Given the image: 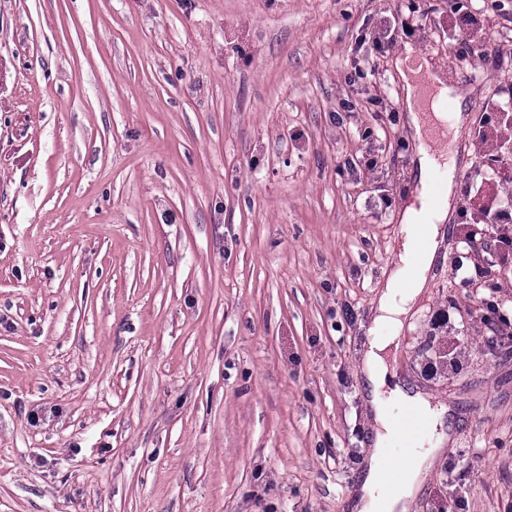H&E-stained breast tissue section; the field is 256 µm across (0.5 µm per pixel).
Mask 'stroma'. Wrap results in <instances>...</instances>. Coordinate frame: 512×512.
Listing matches in <instances>:
<instances>
[{
  "label": "stroma",
  "mask_w": 512,
  "mask_h": 512,
  "mask_svg": "<svg viewBox=\"0 0 512 512\" xmlns=\"http://www.w3.org/2000/svg\"><path fill=\"white\" fill-rule=\"evenodd\" d=\"M479 7L0 0V512H349L408 44L467 94L457 188L499 171L399 335L450 410L414 512H512V0Z\"/></svg>",
  "instance_id": "stroma-1"
}]
</instances>
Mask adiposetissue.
Returning <instances> with one entry per match:
<instances>
[{
	"label": "adipose tissue",
	"instance_id": "obj_1",
	"mask_svg": "<svg viewBox=\"0 0 512 512\" xmlns=\"http://www.w3.org/2000/svg\"><path fill=\"white\" fill-rule=\"evenodd\" d=\"M394 67L401 79L408 119L418 143L415 195L423 202L430 194L433 174L444 157L441 138L457 140L465 120L460 113L448 117L441 112L440 105L450 97L461 105L465 98L440 73L431 70L428 61L419 59L412 45H405ZM439 126L445 130L441 138L435 134ZM450 208V200L445 199L426 216L413 207L404 210L394 268L374 300L373 325L360 360L366 405L372 418L371 452L361 470L359 493L350 505L352 512H410L437 454L433 448L413 451L404 462V479L393 482L386 449L401 428L392 412L393 406L411 407L425 417L432 433L443 428L448 412L445 405L432 402L402 379L392 360L399 350L398 338L403 325L430 284Z\"/></svg>",
	"mask_w": 512,
	"mask_h": 512
}]
</instances>
